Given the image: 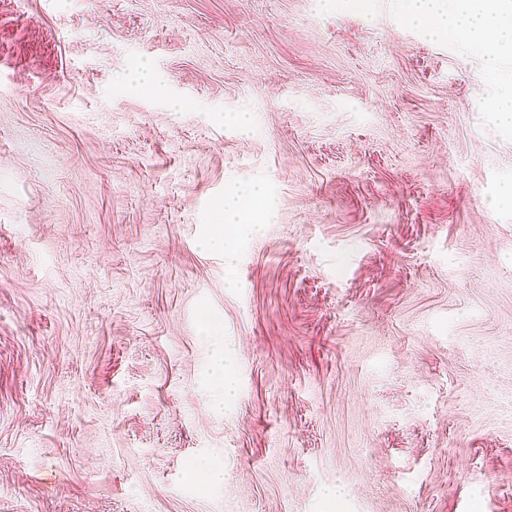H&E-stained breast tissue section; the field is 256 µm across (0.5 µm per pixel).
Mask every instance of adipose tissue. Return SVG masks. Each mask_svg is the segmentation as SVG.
Here are the masks:
<instances>
[{
    "label": "adipose tissue",
    "instance_id": "ef3b65f1",
    "mask_svg": "<svg viewBox=\"0 0 512 512\" xmlns=\"http://www.w3.org/2000/svg\"><path fill=\"white\" fill-rule=\"evenodd\" d=\"M406 22L431 36H460L484 60L483 76L505 81L507 89L492 105L499 124L512 131V78L505 77L504 60L512 58V0H401ZM265 195L262 186L245 182L224 198L220 222L235 226L251 218V205Z\"/></svg>",
    "mask_w": 512,
    "mask_h": 512
}]
</instances>
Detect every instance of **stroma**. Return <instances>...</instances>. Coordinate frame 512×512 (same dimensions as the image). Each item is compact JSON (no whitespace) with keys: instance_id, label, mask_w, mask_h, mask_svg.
I'll list each match as a JSON object with an SVG mask.
<instances>
[{"instance_id":"obj_1","label":"stroma","mask_w":512,"mask_h":512,"mask_svg":"<svg viewBox=\"0 0 512 512\" xmlns=\"http://www.w3.org/2000/svg\"><path fill=\"white\" fill-rule=\"evenodd\" d=\"M500 91L399 0H0V512H512ZM264 195L262 186L250 182L242 183L235 191L224 196L219 223L229 226L248 224L253 229L257 228L260 222H247L251 220V211L243 206V202L248 201L254 207ZM214 346L210 381L215 391V405L221 408L224 402L237 395L238 385L232 364L224 358L223 344L216 342Z\"/></svg>"}]
</instances>
